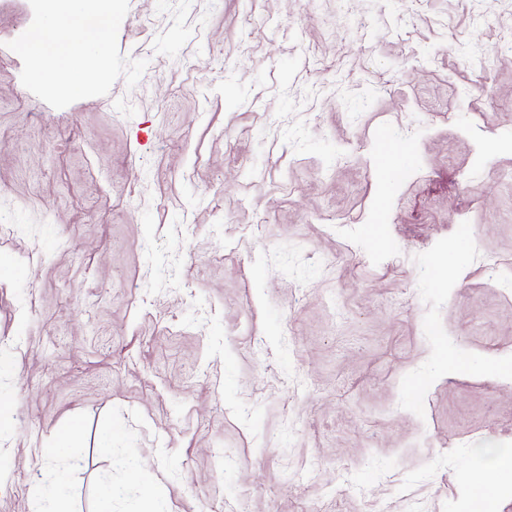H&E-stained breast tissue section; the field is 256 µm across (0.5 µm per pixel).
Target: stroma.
<instances>
[{
	"mask_svg": "<svg viewBox=\"0 0 512 512\" xmlns=\"http://www.w3.org/2000/svg\"><path fill=\"white\" fill-rule=\"evenodd\" d=\"M32 18L0 0V512L59 475L73 512H462L512 446V378L440 359H512V0H129L139 83L62 109Z\"/></svg>",
	"mask_w": 512,
	"mask_h": 512,
	"instance_id": "obj_1",
	"label": "stroma"
}]
</instances>
